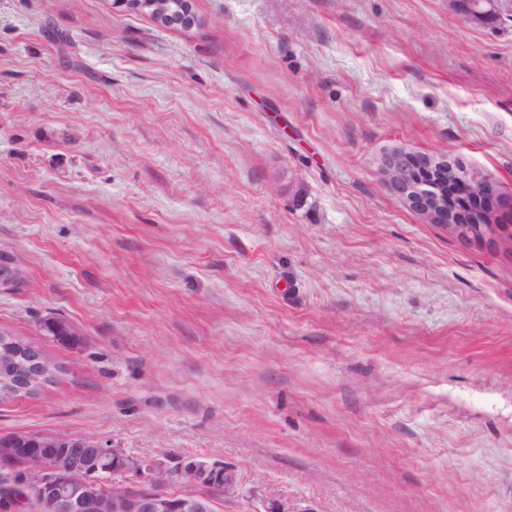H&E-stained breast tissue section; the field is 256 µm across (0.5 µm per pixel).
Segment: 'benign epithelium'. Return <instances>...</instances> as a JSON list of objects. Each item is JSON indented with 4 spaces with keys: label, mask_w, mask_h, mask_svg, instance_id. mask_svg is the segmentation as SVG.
Returning <instances> with one entry per match:
<instances>
[{
    "label": "benign epithelium",
    "mask_w": 512,
    "mask_h": 512,
    "mask_svg": "<svg viewBox=\"0 0 512 512\" xmlns=\"http://www.w3.org/2000/svg\"><path fill=\"white\" fill-rule=\"evenodd\" d=\"M171 0H136L134 7L157 19L169 15ZM448 9L468 23L497 28L512 22V0H448ZM384 182L428 224H444L465 240L496 241L500 213L512 215V198L489 174L448 160L445 154L397 149L382 164ZM24 274L13 255L0 249V289L18 288ZM22 463L25 488L35 491L33 512H214V499L170 494L174 470L159 462H137L123 448H106L89 437L72 438L61 453L57 437L45 433ZM112 473V482L103 475ZM180 474L196 486H221L226 497L238 494L235 468L189 457Z\"/></svg>",
    "instance_id": "obj_1"
}]
</instances>
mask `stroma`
Segmentation results:
<instances>
[{
    "mask_svg": "<svg viewBox=\"0 0 512 512\" xmlns=\"http://www.w3.org/2000/svg\"><path fill=\"white\" fill-rule=\"evenodd\" d=\"M0 0V327L61 375L0 433L235 466L217 512H512V245L385 186L512 195V25L448 0ZM68 320L75 341L43 323ZM384 182L428 224H444L465 240L495 242L500 213L512 215V196L489 174L448 160L445 154L397 149L382 164ZM448 224V225H447ZM24 274L13 255L0 249V289L18 288L23 283Z\"/></svg>",
    "mask_w": 512,
    "mask_h": 512,
    "instance_id": "stroma-1",
    "label": "stroma"
}]
</instances>
